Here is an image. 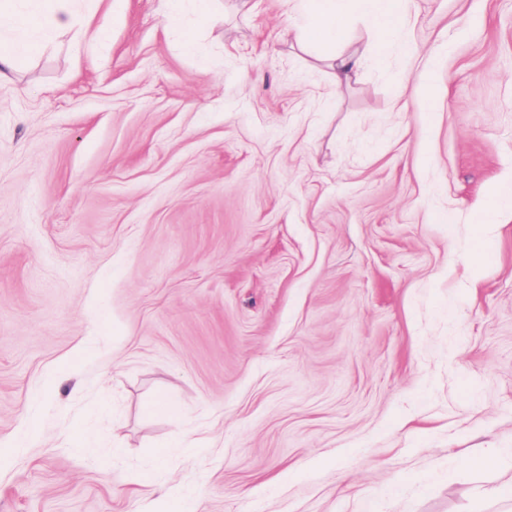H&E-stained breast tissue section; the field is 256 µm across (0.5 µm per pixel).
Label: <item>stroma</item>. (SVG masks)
Here are the masks:
<instances>
[{"mask_svg":"<svg viewBox=\"0 0 512 512\" xmlns=\"http://www.w3.org/2000/svg\"><path fill=\"white\" fill-rule=\"evenodd\" d=\"M81 8L0 81V512H512V0L341 84L287 0Z\"/></svg>","mask_w":512,"mask_h":512,"instance_id":"1","label":"stroma"}]
</instances>
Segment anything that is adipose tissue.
Here are the masks:
<instances>
[{"label":"adipose tissue","instance_id":"ef3b65f1","mask_svg":"<svg viewBox=\"0 0 512 512\" xmlns=\"http://www.w3.org/2000/svg\"><path fill=\"white\" fill-rule=\"evenodd\" d=\"M31 10L18 14L0 11V79L9 76L17 58L28 50L27 42L17 40L18 31L33 25L46 33L84 27L87 18L78 8V0H30ZM291 18L285 30L289 39L313 45L316 52L334 69L337 77L348 76L361 62V50L344 51L338 47L336 25L356 12L378 33L390 29L393 14L402 13L406 0H288Z\"/></svg>","mask_w":512,"mask_h":512}]
</instances>
